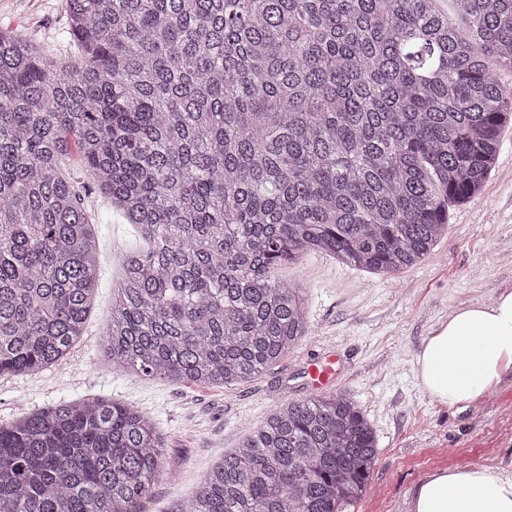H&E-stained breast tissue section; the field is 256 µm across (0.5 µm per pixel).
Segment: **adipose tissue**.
<instances>
[{
	"label": "adipose tissue",
	"mask_w": 512,
	"mask_h": 512,
	"mask_svg": "<svg viewBox=\"0 0 512 512\" xmlns=\"http://www.w3.org/2000/svg\"><path fill=\"white\" fill-rule=\"evenodd\" d=\"M416 376L436 402L465 408L512 376V289L455 308L421 342ZM409 512H512V472L493 465L435 469Z\"/></svg>",
	"instance_id": "adipose-tissue-1"
}]
</instances>
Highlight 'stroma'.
<instances>
[{
	"label": "stroma",
	"mask_w": 512,
	"mask_h": 512,
	"mask_svg": "<svg viewBox=\"0 0 512 512\" xmlns=\"http://www.w3.org/2000/svg\"><path fill=\"white\" fill-rule=\"evenodd\" d=\"M0 28L23 33L54 58L68 57L63 0H0ZM65 170L77 179L98 226L100 287L81 338L62 360L36 373L0 376V425L73 400L138 407L164 438L173 471L152 490L144 512H181L225 451L288 400L310 396L307 368L331 349L342 365L337 388L360 403L379 447L367 491L349 512H408L411 491L438 467L512 465V378L461 411L433 401L414 371L420 343L440 318L512 286L511 124L482 190L451 209L446 233L414 268L371 273L321 252L279 267L277 278L308 289L314 332L271 370L228 387L171 383L100 360L112 284L123 253L139 240L78 157H70Z\"/></svg>",
	"instance_id": "35a3bbf8"
}]
</instances>
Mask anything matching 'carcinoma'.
I'll use <instances>...</instances> for the list:
<instances>
[{"label":"carcinoma","mask_w":512,"mask_h":512,"mask_svg":"<svg viewBox=\"0 0 512 512\" xmlns=\"http://www.w3.org/2000/svg\"><path fill=\"white\" fill-rule=\"evenodd\" d=\"M64 0L73 59L0 29V375L60 360L99 286L77 147L142 245L104 362L226 386L312 334L311 251L422 262L483 188L512 91V0ZM378 456L344 392L291 399L202 477L185 512H346ZM164 444L132 406L63 403L0 426V512H142Z\"/></svg>","instance_id":"obj_1"}]
</instances>
